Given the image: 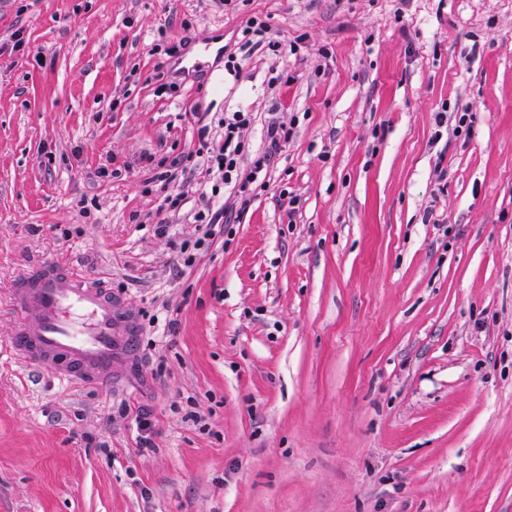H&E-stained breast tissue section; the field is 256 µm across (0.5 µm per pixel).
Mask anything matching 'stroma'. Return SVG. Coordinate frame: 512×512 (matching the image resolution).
<instances>
[{
	"label": "stroma",
	"mask_w": 512,
	"mask_h": 512,
	"mask_svg": "<svg viewBox=\"0 0 512 512\" xmlns=\"http://www.w3.org/2000/svg\"><path fill=\"white\" fill-rule=\"evenodd\" d=\"M253 16L297 54L157 96L155 39L234 53ZM238 110L294 135L182 266L144 158ZM52 258L142 327L112 390L10 347ZM0 512H512V0H0Z\"/></svg>",
	"instance_id": "1"
}]
</instances>
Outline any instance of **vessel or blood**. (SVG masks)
<instances>
[{
	"instance_id": "obj_1",
	"label": "vessel or blood",
	"mask_w": 512,
	"mask_h": 512,
	"mask_svg": "<svg viewBox=\"0 0 512 512\" xmlns=\"http://www.w3.org/2000/svg\"><path fill=\"white\" fill-rule=\"evenodd\" d=\"M13 352L31 369L74 384L111 388L132 358L139 328L134 314L98 278L69 264H33L11 288Z\"/></svg>"
}]
</instances>
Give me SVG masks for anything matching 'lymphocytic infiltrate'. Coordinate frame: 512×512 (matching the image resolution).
<instances>
[{
  "label": "lymphocytic infiltrate",
  "mask_w": 512,
  "mask_h": 512,
  "mask_svg": "<svg viewBox=\"0 0 512 512\" xmlns=\"http://www.w3.org/2000/svg\"><path fill=\"white\" fill-rule=\"evenodd\" d=\"M253 122V113L228 112L218 121L219 135H212L209 125L199 126L198 149L174 159L171 171L162 178L160 190L164 194V215L155 222V232L160 236H169L170 233L167 213L180 211L187 202L185 192H175L170 188L179 171L204 170L212 181V195H219L224 189L230 192L222 206L216 208L207 204L194 213L193 221L199 231L197 238L172 239L171 245L184 266L194 265L199 254L211 247L216 233L232 234L233 224L248 210L262 187L261 175L268 173L293 135L291 127L277 118H270L266 126L268 146L265 151L255 153L251 151L247 137Z\"/></svg>",
  "instance_id": "1"
}]
</instances>
